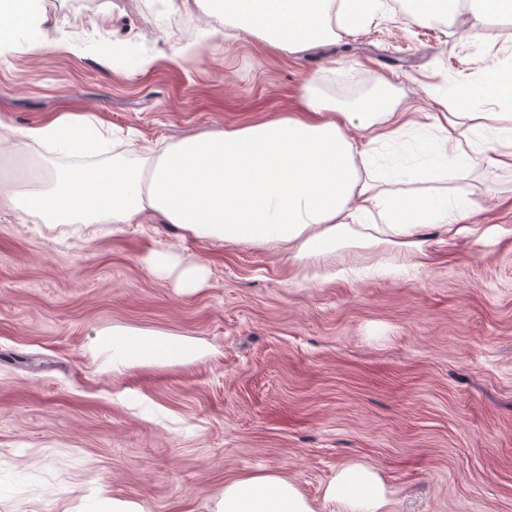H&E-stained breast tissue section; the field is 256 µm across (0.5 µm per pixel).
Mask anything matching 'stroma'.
<instances>
[{
  "mask_svg": "<svg viewBox=\"0 0 512 512\" xmlns=\"http://www.w3.org/2000/svg\"><path fill=\"white\" fill-rule=\"evenodd\" d=\"M397 0L302 53L242 32L188 39L144 0H42L39 30L0 44V122L90 112L135 145L291 112L307 83L337 104L433 99L496 63L488 35L408 24ZM147 51L130 71L113 46ZM472 233L424 254L341 246L336 278L271 247L172 224H42L0 211V512H82L98 490L146 512H211L236 478H292L317 512L345 466L374 469L388 512H512V171L469 180ZM209 271L177 287L143 263ZM172 334L201 355L113 368L112 328ZM148 269L160 276L169 277L176 273L182 288H198L205 281L208 269L203 265L182 267L178 256L168 250H160L144 257Z\"/></svg>",
  "mask_w": 512,
  "mask_h": 512,
  "instance_id": "obj_1",
  "label": "stroma"
}]
</instances>
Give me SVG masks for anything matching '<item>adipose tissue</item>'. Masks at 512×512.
<instances>
[{"instance_id": "1", "label": "adipose tissue", "mask_w": 512, "mask_h": 512, "mask_svg": "<svg viewBox=\"0 0 512 512\" xmlns=\"http://www.w3.org/2000/svg\"><path fill=\"white\" fill-rule=\"evenodd\" d=\"M36 0H12L0 11V42L33 39ZM380 0H222L224 15L268 46L294 53L320 45L334 30L349 31L372 14ZM413 22L442 17L472 31L512 20V0H415ZM471 104L449 111V101ZM452 100L436 98V111L412 112L401 99L366 100L356 111L304 90L292 112L185 137L163 151L130 147L104 158L105 138L94 115L65 113L11 128L0 152L15 157L48 154L31 165L26 187L0 180V208L45 224H147L159 219L184 236L227 244L273 246L297 260L323 259L342 245L420 253L423 232L440 227L467 233L473 206L466 192L449 197L446 185L464 181L481 165L512 169V126L482 137L475 106H512V53L478 81L461 86ZM360 136H352V129ZM414 128L427 137L401 148ZM389 150L386 166L376 145ZM70 158L65 169L52 154ZM148 269L176 276L184 288L205 281V266H181L160 250L145 256ZM115 365L174 363L199 354L182 338L132 329L111 332ZM350 512H385V487L369 467L342 468L325 491ZM213 512H313L284 475L255 474L224 486Z\"/></svg>"}]
</instances>
